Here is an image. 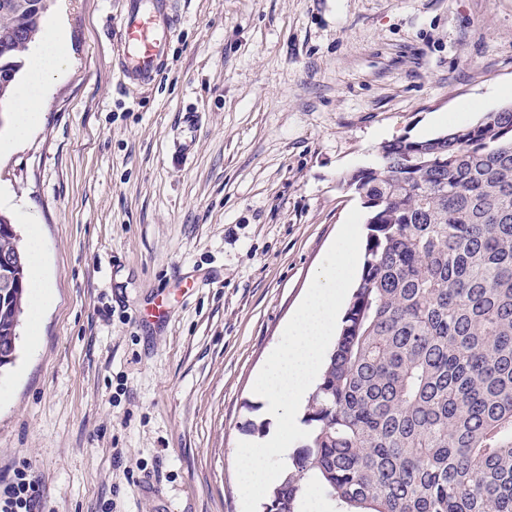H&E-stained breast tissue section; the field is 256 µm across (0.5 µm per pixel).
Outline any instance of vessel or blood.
Here are the masks:
<instances>
[{
  "mask_svg": "<svg viewBox=\"0 0 512 512\" xmlns=\"http://www.w3.org/2000/svg\"><path fill=\"white\" fill-rule=\"evenodd\" d=\"M178 23L173 0H127L117 32L118 66L128 82L154 81Z\"/></svg>",
  "mask_w": 512,
  "mask_h": 512,
  "instance_id": "obj_1",
  "label": "vessel or blood"
}]
</instances>
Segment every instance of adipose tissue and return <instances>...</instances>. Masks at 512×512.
I'll use <instances>...</instances> for the list:
<instances>
[{
    "mask_svg": "<svg viewBox=\"0 0 512 512\" xmlns=\"http://www.w3.org/2000/svg\"><path fill=\"white\" fill-rule=\"evenodd\" d=\"M64 40V27L62 23L57 22L51 26L34 50L28 84L18 93L16 111L11 121L9 144L26 141L40 124L47 86L52 79L61 75L67 66Z\"/></svg>",
    "mask_w": 512,
    "mask_h": 512,
    "instance_id": "ef3b65f1",
    "label": "adipose tissue"
}]
</instances>
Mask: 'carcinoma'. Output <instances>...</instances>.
<instances>
[{
    "instance_id": "1",
    "label": "carcinoma",
    "mask_w": 512,
    "mask_h": 512,
    "mask_svg": "<svg viewBox=\"0 0 512 512\" xmlns=\"http://www.w3.org/2000/svg\"><path fill=\"white\" fill-rule=\"evenodd\" d=\"M48 3L0 0V105ZM343 182L367 210L362 273L307 401L309 436L263 512H512V112L384 143ZM0 291V369L16 359L28 281Z\"/></svg>"
}]
</instances>
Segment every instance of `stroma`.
Returning <instances> with one entry per match:
<instances>
[{
	"instance_id": "1",
	"label": "stroma",
	"mask_w": 512,
	"mask_h": 512,
	"mask_svg": "<svg viewBox=\"0 0 512 512\" xmlns=\"http://www.w3.org/2000/svg\"><path fill=\"white\" fill-rule=\"evenodd\" d=\"M126 0H53L71 64L0 150V213L51 283L0 371V476L41 512H242L234 450L276 426L255 379L396 138L512 104V0H179L125 83ZM30 243L33 257V273L28 284L33 297V317L39 328L42 312L47 301L50 283L43 271V247L39 226L30 225ZM41 498L40 483L26 461L15 465L7 479L0 478V512H39Z\"/></svg>"
}]
</instances>
